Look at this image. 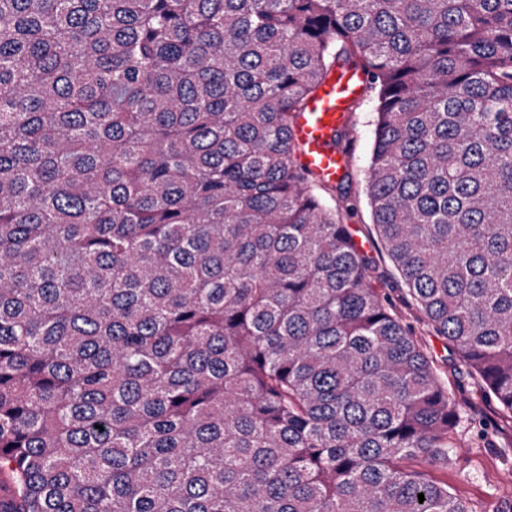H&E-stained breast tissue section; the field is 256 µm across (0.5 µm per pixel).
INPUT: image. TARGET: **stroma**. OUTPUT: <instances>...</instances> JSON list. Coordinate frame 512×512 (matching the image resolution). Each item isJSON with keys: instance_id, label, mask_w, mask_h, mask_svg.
<instances>
[{"instance_id": "35a3bbf8", "label": "stroma", "mask_w": 512, "mask_h": 512, "mask_svg": "<svg viewBox=\"0 0 512 512\" xmlns=\"http://www.w3.org/2000/svg\"><path fill=\"white\" fill-rule=\"evenodd\" d=\"M372 107L367 103L355 116L352 130L351 180L342 202L345 222L356 241L372 257L378 286L394 313L410 324L419 343L437 358L447 360L445 380L463 414L457 427L454 460L431 470L434 479L447 483L451 492L469 502L476 512H497L501 495L512 491V453L503 452L502 437L482 435L485 423L498 417L495 402L481 400L474 392L466 366L453 354L447 341L407 301L397 270L377 238L363 190L364 171L373 138Z\"/></svg>"}]
</instances>
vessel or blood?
<instances>
[{"instance_id":"b4317fda","label":"vessel or blood","mask_w":512,"mask_h":512,"mask_svg":"<svg viewBox=\"0 0 512 512\" xmlns=\"http://www.w3.org/2000/svg\"><path fill=\"white\" fill-rule=\"evenodd\" d=\"M367 83L368 77L361 71L333 70L294 121V136L301 146L298 161L324 181L335 182L349 161L329 142L343 123L348 105L363 95Z\"/></svg>"}]
</instances>
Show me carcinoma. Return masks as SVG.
I'll return each mask as SVG.
<instances>
[{"instance_id":"carcinoma-1","label":"carcinoma","mask_w":512,"mask_h":512,"mask_svg":"<svg viewBox=\"0 0 512 512\" xmlns=\"http://www.w3.org/2000/svg\"><path fill=\"white\" fill-rule=\"evenodd\" d=\"M342 67L377 237L512 419V0H0V512H475L349 171L297 162Z\"/></svg>"}]
</instances>
